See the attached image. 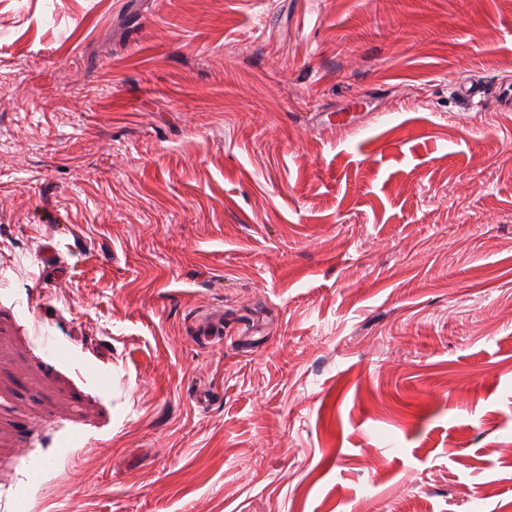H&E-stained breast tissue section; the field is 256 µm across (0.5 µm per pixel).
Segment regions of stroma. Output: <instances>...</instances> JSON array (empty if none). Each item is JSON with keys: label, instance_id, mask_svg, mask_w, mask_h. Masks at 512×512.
I'll return each instance as SVG.
<instances>
[{"label": "stroma", "instance_id": "stroma-1", "mask_svg": "<svg viewBox=\"0 0 512 512\" xmlns=\"http://www.w3.org/2000/svg\"><path fill=\"white\" fill-rule=\"evenodd\" d=\"M475 77L512 0H0V512H512Z\"/></svg>", "mask_w": 512, "mask_h": 512}]
</instances>
